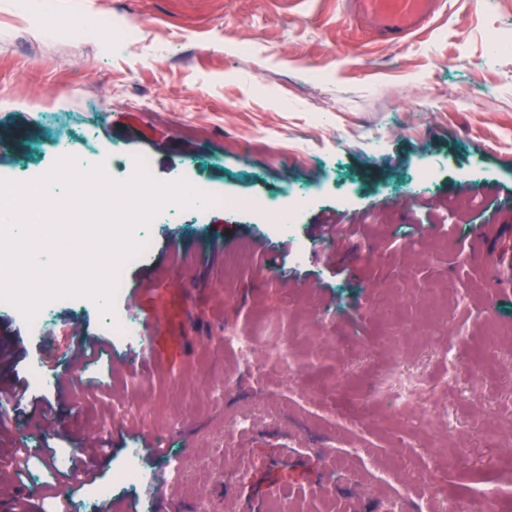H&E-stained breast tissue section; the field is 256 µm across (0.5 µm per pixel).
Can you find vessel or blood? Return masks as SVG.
<instances>
[{
  "label": "vessel or blood",
  "instance_id": "1",
  "mask_svg": "<svg viewBox=\"0 0 512 512\" xmlns=\"http://www.w3.org/2000/svg\"><path fill=\"white\" fill-rule=\"evenodd\" d=\"M442 0H354V14L372 28L377 38L397 45L424 27L440 9ZM491 237L476 239L470 253L484 260L495 287L512 288V227L499 224Z\"/></svg>",
  "mask_w": 512,
  "mask_h": 512
}]
</instances>
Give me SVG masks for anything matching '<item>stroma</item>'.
I'll return each instance as SVG.
<instances>
[{
  "mask_svg": "<svg viewBox=\"0 0 512 512\" xmlns=\"http://www.w3.org/2000/svg\"><path fill=\"white\" fill-rule=\"evenodd\" d=\"M445 2L393 46L341 0H56L57 23L106 14L135 41L48 36L40 0H0V178L52 170L61 126L73 151L93 139L114 180L145 155L154 180L219 199L146 227L118 301L152 319L142 364L116 341L73 375L69 346L107 333L91 298H60L40 338L0 305V384L27 389L25 413H0L12 442L73 466L85 440L110 444L75 492L30 459L40 512H93L98 485L117 512H448L478 487L512 505V290L470 258L512 217V0ZM425 171L428 206L410 198ZM257 198L293 227L257 215ZM325 222L361 230L323 237ZM228 327L287 344L289 362L239 366ZM450 345L464 373L448 371ZM36 364L66 378V398L35 384ZM395 366L438 385L397 417ZM240 415L251 428L228 435ZM131 448L164 497L114 480ZM420 470L444 497L411 488Z\"/></svg>",
  "mask_w": 512,
  "mask_h": 512,
  "instance_id": "obj_1",
  "label": "stroma"
}]
</instances>
